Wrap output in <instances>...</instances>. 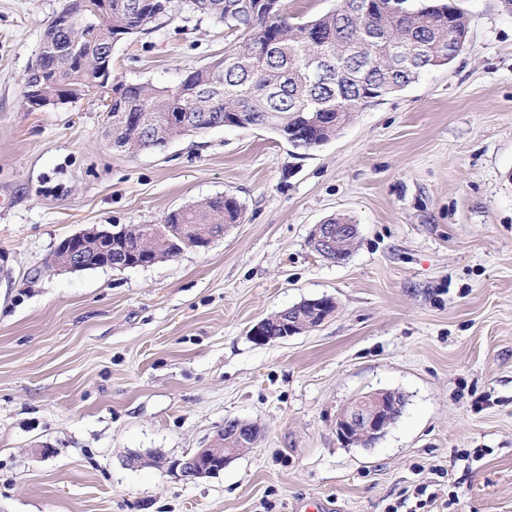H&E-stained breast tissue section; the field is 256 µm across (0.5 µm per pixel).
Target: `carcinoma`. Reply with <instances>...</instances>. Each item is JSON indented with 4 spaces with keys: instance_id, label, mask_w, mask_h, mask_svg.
Returning a JSON list of instances; mask_svg holds the SVG:
<instances>
[{
    "instance_id": "1",
    "label": "carcinoma",
    "mask_w": 512,
    "mask_h": 512,
    "mask_svg": "<svg viewBox=\"0 0 512 512\" xmlns=\"http://www.w3.org/2000/svg\"><path fill=\"white\" fill-rule=\"evenodd\" d=\"M337 0L336 7L312 19L290 22L284 0L269 14L256 18L243 9L245 0H201V14L229 28L247 29L249 37L210 65L188 72L173 86L112 81V150L128 153L129 145L149 153L191 132L224 127V115L241 116L240 128H264L308 150L331 140L339 128L380 99L404 90L425 74L452 63L462 51L468 33L463 13L456 22L449 15L452 0H372L368 12L359 13L356 2ZM137 0H112V21L88 19L74 31L56 33L54 54L46 59L44 79L49 93L72 103L86 97L91 75L102 50L119 35L129 36L158 26L171 18L173 0H150L136 10ZM84 45L83 60L70 57V43ZM320 57L322 73L307 67ZM123 112H145L148 131L140 133L122 119ZM185 112L187 127L169 123V115ZM300 136L288 140V129ZM243 206L233 196L209 197L183 209L168 212L162 223L169 229L144 236L142 226L129 228V249L151 248L155 262L174 252L167 240L181 235L194 242L224 236L240 222Z\"/></svg>"
}]
</instances>
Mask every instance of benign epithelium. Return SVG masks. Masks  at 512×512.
Here are the masks:
<instances>
[{"instance_id":"7a95c632","label":"benign epithelium","mask_w":512,"mask_h":512,"mask_svg":"<svg viewBox=\"0 0 512 512\" xmlns=\"http://www.w3.org/2000/svg\"><path fill=\"white\" fill-rule=\"evenodd\" d=\"M85 11L98 19L112 17V0H86ZM81 25V17L63 11L57 13L50 22L52 29L71 30ZM45 52L38 53L36 60L27 70L31 82L24 91V107L29 112L42 111L57 99L50 97L48 90L39 80ZM126 229L118 231L108 228H94L81 231L65 238L58 246L68 257L67 266L79 268L86 263V237L94 236L100 246L102 267L112 266V243L124 238ZM358 236L355 224H318L312 239L324 256L330 258L333 252L342 250L344 240ZM310 315L302 317L303 311L294 306L273 317L281 328L279 338L286 339L300 332V325L308 323L315 328L322 324L336 309V302L324 297L309 302ZM401 403L399 395L392 390H378L362 395L343 406L336 415V436L343 443L358 444L374 442L381 438L400 416ZM259 438L254 429L240 426L231 427L224 422L207 447L198 448L176 462L180 475L186 480L210 477L222 471L240 452L250 447Z\"/></svg>"}]
</instances>
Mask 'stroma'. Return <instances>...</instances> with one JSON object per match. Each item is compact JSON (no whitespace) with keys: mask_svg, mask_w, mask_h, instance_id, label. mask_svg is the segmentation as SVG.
<instances>
[{"mask_svg":"<svg viewBox=\"0 0 512 512\" xmlns=\"http://www.w3.org/2000/svg\"><path fill=\"white\" fill-rule=\"evenodd\" d=\"M456 3L459 56L324 145L226 127L132 158L96 103L26 111L65 0H0V512H512V11ZM247 37L180 0L113 45L112 72L173 85ZM219 194L243 215L208 249L49 266L77 232ZM333 217L359 230L338 262L308 243ZM323 297L320 326L251 339ZM382 389L401 416L342 443L338 410ZM233 418L253 447L213 477L171 471ZM300 305L301 304H298L294 307L288 308L286 311L258 322L251 330V339L257 344H266L277 339H287L288 337H291L300 332V325L305 323L303 317L300 316L304 313L301 309H299ZM268 320H273L276 322V325L281 328L279 336H269V333L273 334L278 330V328H276L274 323L269 322L267 329L269 332L268 333L266 331V323Z\"/></svg>","mask_w":512,"mask_h":512,"instance_id":"35a3bbf8","label":"stroma"}]
</instances>
